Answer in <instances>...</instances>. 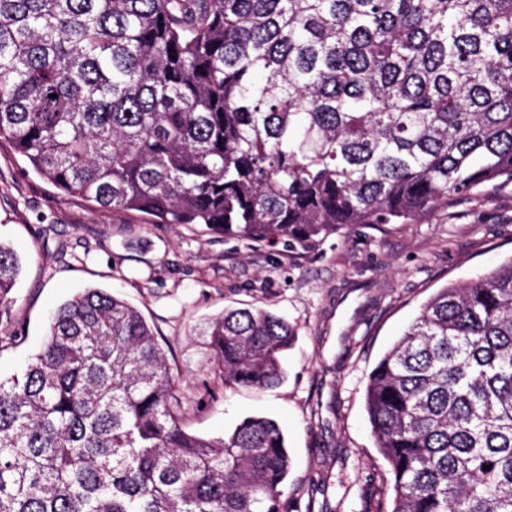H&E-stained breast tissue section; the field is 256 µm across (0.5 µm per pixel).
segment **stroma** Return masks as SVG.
Masks as SVG:
<instances>
[{"label":"stroma","mask_w":512,"mask_h":512,"mask_svg":"<svg viewBox=\"0 0 512 512\" xmlns=\"http://www.w3.org/2000/svg\"><path fill=\"white\" fill-rule=\"evenodd\" d=\"M0 242L20 256L0 376L39 350L50 315L99 288L152 327L184 398L186 428L224 437L245 416L276 419L288 441L287 512H378L389 467L364 404L368 375L439 289L512 258V182L487 183L403 224H354L308 248L255 244L202 224L63 195L0 139ZM260 307L294 326L283 383L217 386L196 325Z\"/></svg>","instance_id":"obj_1"}]
</instances>
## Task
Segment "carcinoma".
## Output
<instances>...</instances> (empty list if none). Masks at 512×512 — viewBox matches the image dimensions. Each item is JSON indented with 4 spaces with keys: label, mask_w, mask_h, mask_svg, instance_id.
<instances>
[{
    "label": "carcinoma",
    "mask_w": 512,
    "mask_h": 512,
    "mask_svg": "<svg viewBox=\"0 0 512 512\" xmlns=\"http://www.w3.org/2000/svg\"><path fill=\"white\" fill-rule=\"evenodd\" d=\"M0 138L63 194L307 247L512 181V0H0ZM20 260L0 243V326ZM274 387L296 332L200 329ZM389 512H512V258L440 289L368 376ZM156 336L89 289L0 378V512H282L279 424L187 431ZM490 469L485 470L483 466Z\"/></svg>",
    "instance_id": "1"
}]
</instances>
